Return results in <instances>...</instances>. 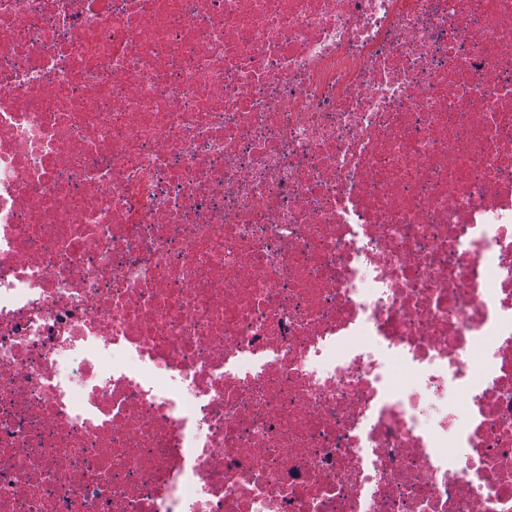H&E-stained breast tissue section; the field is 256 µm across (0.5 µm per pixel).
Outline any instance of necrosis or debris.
<instances>
[{"label":"necrosis or debris","mask_w":512,"mask_h":512,"mask_svg":"<svg viewBox=\"0 0 512 512\" xmlns=\"http://www.w3.org/2000/svg\"><path fill=\"white\" fill-rule=\"evenodd\" d=\"M0 512H512V0H0Z\"/></svg>","instance_id":"4bbe7bcc"}]
</instances>
